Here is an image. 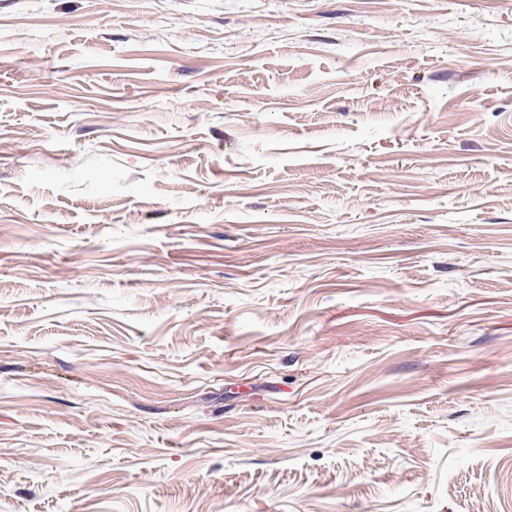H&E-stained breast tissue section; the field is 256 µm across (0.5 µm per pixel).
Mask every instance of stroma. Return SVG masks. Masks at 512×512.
<instances>
[{"label": "stroma", "instance_id": "obj_1", "mask_svg": "<svg viewBox=\"0 0 512 512\" xmlns=\"http://www.w3.org/2000/svg\"><path fill=\"white\" fill-rule=\"evenodd\" d=\"M0 512H512V0H0Z\"/></svg>", "mask_w": 512, "mask_h": 512}]
</instances>
